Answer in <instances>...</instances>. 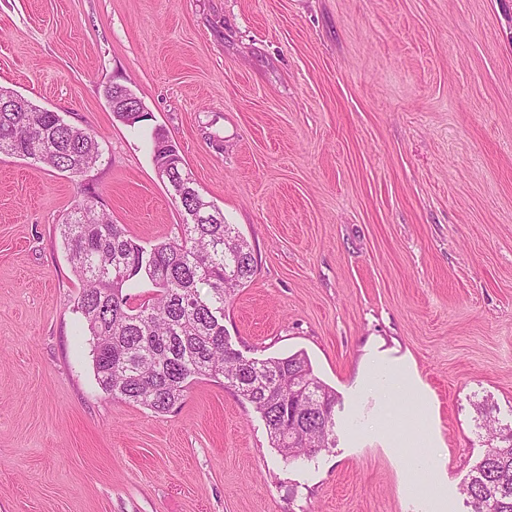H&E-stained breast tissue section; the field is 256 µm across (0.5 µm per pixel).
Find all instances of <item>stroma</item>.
Returning a JSON list of instances; mask_svg holds the SVG:
<instances>
[{
    "mask_svg": "<svg viewBox=\"0 0 512 512\" xmlns=\"http://www.w3.org/2000/svg\"><path fill=\"white\" fill-rule=\"evenodd\" d=\"M0 86L101 150L79 176L0 154V512H468L475 405L512 422V0H0ZM157 127L252 247L233 348L305 353L339 396L312 460L223 380L163 415L97 381L60 227L90 200L177 236ZM378 354L410 395L368 387ZM418 409L415 477L375 423Z\"/></svg>",
    "mask_w": 512,
    "mask_h": 512,
    "instance_id": "1",
    "label": "stroma"
}]
</instances>
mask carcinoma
Wrapping results in <instances>:
<instances>
[{"label": "carcinoma", "instance_id": "1", "mask_svg": "<svg viewBox=\"0 0 512 512\" xmlns=\"http://www.w3.org/2000/svg\"><path fill=\"white\" fill-rule=\"evenodd\" d=\"M26 112L0 111V154L47 164L79 176L99 160L95 135L56 112L25 101ZM171 156L175 175L192 194L181 208L204 206L202 224H181L178 236L147 248L91 201L61 228L73 272L83 282L78 309L93 337L97 380L112 400L170 411L193 382L224 378L260 413L271 447L288 465L336 447V391L322 382L302 352L263 360L232 348L219 314L254 274L250 244L206 200L167 132H153V160ZM146 278L152 296L133 304L127 289ZM486 448L464 484L470 512H512V426H496L492 409L477 405Z\"/></svg>", "mask_w": 512, "mask_h": 512}]
</instances>
